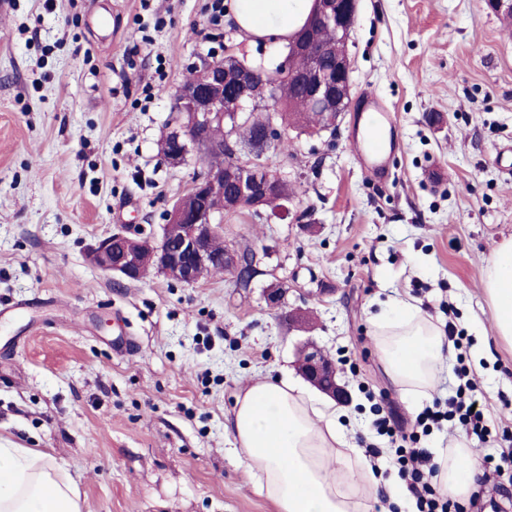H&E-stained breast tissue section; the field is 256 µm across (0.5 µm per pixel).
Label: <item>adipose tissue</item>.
I'll list each match as a JSON object with an SVG mask.
<instances>
[{"instance_id": "adipose-tissue-1", "label": "adipose tissue", "mask_w": 512, "mask_h": 512, "mask_svg": "<svg viewBox=\"0 0 512 512\" xmlns=\"http://www.w3.org/2000/svg\"><path fill=\"white\" fill-rule=\"evenodd\" d=\"M313 0H232L233 20L246 43L288 37L304 24ZM484 292L496 340L512 345V239L491 253ZM373 344L389 385L402 395H425L453 344L416 303L399 299L371 315ZM335 404L312 398L288 377L257 378L237 395L225 426L240 464L276 512H360L386 487L403 503L401 484L383 481L350 443ZM441 494L466 498L483 474L466 439L438 449ZM0 512H82L77 482L43 451L0 445Z\"/></svg>"}]
</instances>
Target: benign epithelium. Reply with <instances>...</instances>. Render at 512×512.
Listing matches in <instances>:
<instances>
[{
    "label": "benign epithelium",
    "instance_id": "7a95c632",
    "mask_svg": "<svg viewBox=\"0 0 512 512\" xmlns=\"http://www.w3.org/2000/svg\"><path fill=\"white\" fill-rule=\"evenodd\" d=\"M359 0H314L313 13L308 26L299 32L294 51L288 53L280 63L278 79L286 83L304 86L310 99L332 118V126H337V116L350 104L353 89V63L347 50V38L354 27ZM321 27H331L336 31V47H326L312 39L313 33ZM305 57L308 65L300 69L296 59ZM190 70L199 74L197 83L181 87L174 96L173 111L180 114L190 109V121L182 129L170 133L168 141L176 145L171 151L164 149V160L173 167L183 164L188 145H193L202 157L212 152L210 131L216 121L224 120V111L230 110L239 119L254 120L249 113V88L257 80L265 79L264 74L245 66L234 72L224 67V63L206 56L192 64ZM266 100V115L259 119L262 128L261 144L268 151L284 137V129L276 122L278 106L276 84ZM229 164L221 167H208L199 174L192 188L198 189L207 183H222L231 180L234 193L228 209L234 210L245 201H262L277 192L280 179L264 162L249 156L243 158L239 150L229 146ZM176 201L166 213V224L160 240L143 238L136 249H122L117 246L127 238L124 232H117L100 239L88 252L89 261L101 271L126 281H139L144 273L155 270L165 278L193 285L205 270L212 267L214 256L211 243L218 237L217 227L222 218L211 212L188 211L179 208ZM174 231L178 249L172 251L168 245L169 231ZM224 267L250 279L254 272V262L245 260L242 254L224 251ZM299 369L312 386L341 402L348 398L344 387L337 383L329 384L327 379L335 378L333 362L314 343L303 344L297 352Z\"/></svg>",
    "mask_w": 512,
    "mask_h": 512
}]
</instances>
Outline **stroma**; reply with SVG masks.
Instances as JSON below:
<instances>
[{"label":"stroma","instance_id":"35a3bbf8","mask_svg":"<svg viewBox=\"0 0 512 512\" xmlns=\"http://www.w3.org/2000/svg\"><path fill=\"white\" fill-rule=\"evenodd\" d=\"M213 0H5L0 5V443L47 450L73 475L83 512H275L224 432L252 379L298 378L310 339L348 390L352 436L377 447V415L411 428L447 400L459 368L478 383L481 455L512 447V348L484 329L483 270L512 237V24L485 0H360L349 52L353 94L394 116L389 174L359 161L365 114L337 133L268 153L297 195L285 209L225 216L226 248L256 255L235 275L186 285L126 282L94 267L99 239L160 238L165 215L207 162L169 167L162 139L187 65L240 42ZM314 314L302 329L269 308ZM418 305L465 339L419 399L382 372L369 315L391 298ZM131 350L116 352L115 339Z\"/></svg>","mask_w":512,"mask_h":512}]
</instances>
